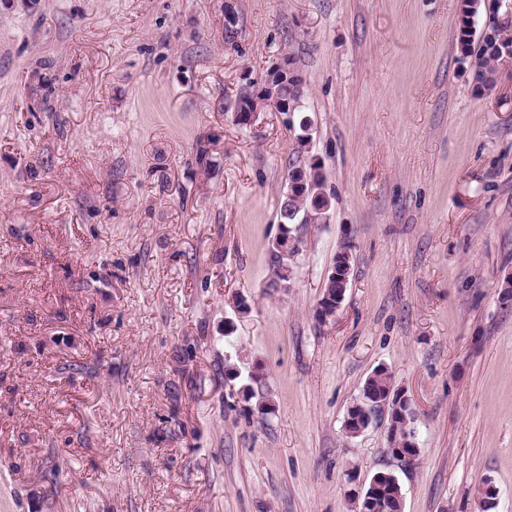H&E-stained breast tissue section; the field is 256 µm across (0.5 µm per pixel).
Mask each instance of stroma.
Masks as SVG:
<instances>
[{
  "instance_id": "obj_1",
  "label": "stroma",
  "mask_w": 512,
  "mask_h": 512,
  "mask_svg": "<svg viewBox=\"0 0 512 512\" xmlns=\"http://www.w3.org/2000/svg\"><path fill=\"white\" fill-rule=\"evenodd\" d=\"M232 1L228 42L225 0H0V512H356L380 471L403 512L487 477L512 512V71L475 92L459 0ZM286 56L331 209L281 290L296 135L226 105ZM381 365L408 467L344 431Z\"/></svg>"
}]
</instances>
